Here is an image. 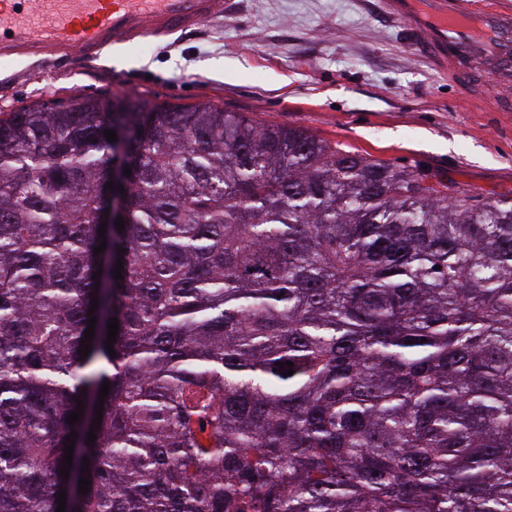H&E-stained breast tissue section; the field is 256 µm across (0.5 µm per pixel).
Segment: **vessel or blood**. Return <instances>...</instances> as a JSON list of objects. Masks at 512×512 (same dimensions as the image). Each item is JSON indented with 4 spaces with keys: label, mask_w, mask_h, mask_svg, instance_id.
Instances as JSON below:
<instances>
[{
    "label": "vessel or blood",
    "mask_w": 512,
    "mask_h": 512,
    "mask_svg": "<svg viewBox=\"0 0 512 512\" xmlns=\"http://www.w3.org/2000/svg\"><path fill=\"white\" fill-rule=\"evenodd\" d=\"M414 42L454 77L483 61L494 79L512 73V10L500 0H389ZM213 0H0V54L41 55L165 35L194 25Z\"/></svg>",
    "instance_id": "vessel-or-blood-1"
}]
</instances>
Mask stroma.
<instances>
[{
  "label": "stroma",
  "mask_w": 512,
  "mask_h": 512,
  "mask_svg": "<svg viewBox=\"0 0 512 512\" xmlns=\"http://www.w3.org/2000/svg\"><path fill=\"white\" fill-rule=\"evenodd\" d=\"M211 17L96 57L0 56V112L74 95L211 103L512 202V82L470 97L386 0H215Z\"/></svg>",
  "instance_id": "stroma-1"
}]
</instances>
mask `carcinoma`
<instances>
[{"mask_svg":"<svg viewBox=\"0 0 512 512\" xmlns=\"http://www.w3.org/2000/svg\"><path fill=\"white\" fill-rule=\"evenodd\" d=\"M62 489L65 512H512V204L213 104L1 112L0 512Z\"/></svg>","mask_w":512,"mask_h":512,"instance_id":"cac0c4a2","label":"carcinoma"}]
</instances>
